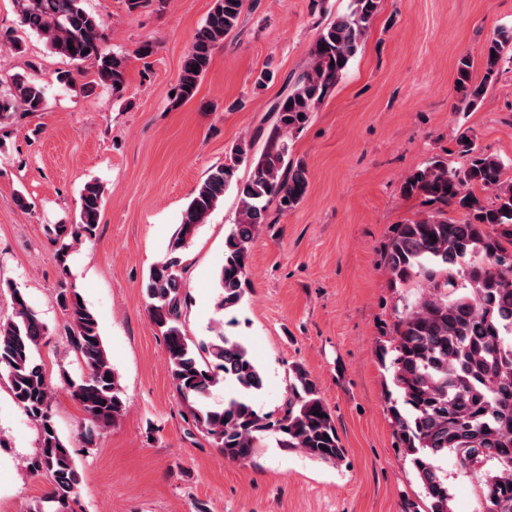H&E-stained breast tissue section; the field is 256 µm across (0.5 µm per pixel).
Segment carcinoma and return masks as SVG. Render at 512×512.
<instances>
[{
    "label": "carcinoma",
    "instance_id": "obj_1",
    "mask_svg": "<svg viewBox=\"0 0 512 512\" xmlns=\"http://www.w3.org/2000/svg\"><path fill=\"white\" fill-rule=\"evenodd\" d=\"M380 0H351L320 31L309 50L306 68L271 106L275 122L263 152L246 182L237 176L250 146L237 145L223 164L211 168L187 205L171 250L185 247L199 225L236 192L239 210L224 238V263L216 274L217 307L241 304L249 288L251 247L267 221L273 202L282 211L305 197L308 172L292 159L290 134L303 129L312 112L346 75L364 45ZM20 23L41 35L54 53L71 60L94 59L97 80L119 94L125 85L128 56L104 48L102 24L82 7V0H14ZM245 0H216L195 34L182 64L174 102L191 99L208 72L213 51L235 31ZM74 49H69V46ZM484 74L472 80V62L460 58V109L471 110L485 97L501 64L512 62V28L497 30L483 49ZM41 88L16 74L0 80V121L16 112H37ZM456 144L459 167L434 158L409 175L402 192L419 195L431 206L424 217L400 224L388 244L384 263L394 288L411 281L425 291L406 306L391 340L390 367L398 397L389 407L396 434L428 500L427 512H452L448 485L438 460L454 454L463 468L476 469L489 458L498 471L485 480V507L512 512V180H502V159L462 132ZM489 192L486 204L476 190ZM102 188L84 185L73 224L54 228L57 254L65 258L74 244L95 235ZM460 213L448 217V208ZM11 317L0 320V376L7 379L14 402L37 423L39 449L28 463L50 478V489L29 512H73V494L81 473L51 413L54 390L35 354L47 327L20 289ZM148 313L164 339L173 384L185 414L208 434L224 458L249 457L257 435L268 433L279 447L298 449L312 459L337 464L344 457L334 418L315 382L294 366L288 400L277 416L261 414L254 396L264 385L248 347L219 327L199 342L187 336L181 321L182 276L179 260L154 265L145 283ZM76 292L60 295L70 343L85 373L66 380L85 420L105 429L125 410L118 375L105 349L95 313ZM224 385V404L207 402L212 388ZM319 414H314V411Z\"/></svg>",
    "mask_w": 512,
    "mask_h": 512
}]
</instances>
